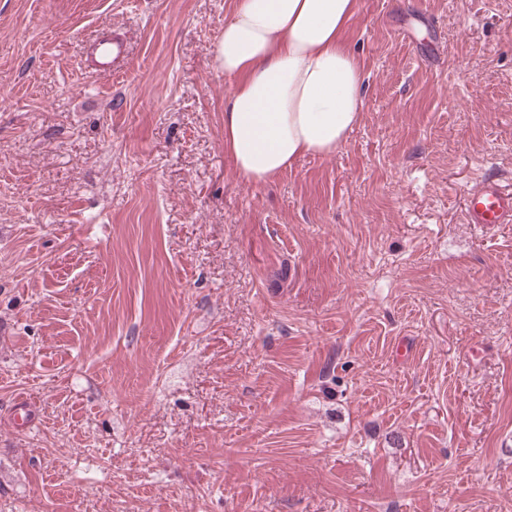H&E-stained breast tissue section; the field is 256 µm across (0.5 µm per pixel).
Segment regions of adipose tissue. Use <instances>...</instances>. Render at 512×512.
<instances>
[{
	"instance_id": "adipose-tissue-1",
	"label": "adipose tissue",
	"mask_w": 512,
	"mask_h": 512,
	"mask_svg": "<svg viewBox=\"0 0 512 512\" xmlns=\"http://www.w3.org/2000/svg\"><path fill=\"white\" fill-rule=\"evenodd\" d=\"M357 0H233L217 60L235 81L224 151L240 176L273 179L308 153L329 155L363 108V69L340 35Z\"/></svg>"
}]
</instances>
